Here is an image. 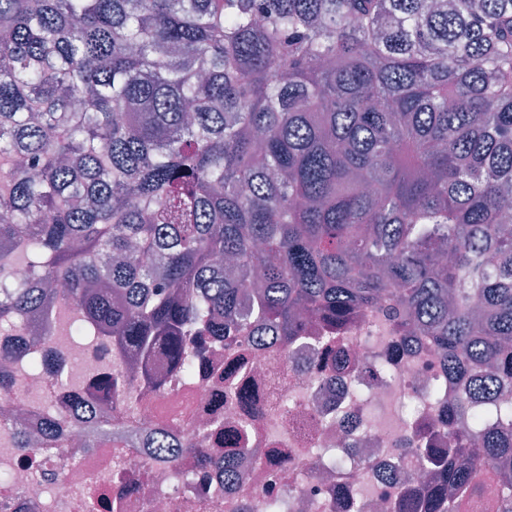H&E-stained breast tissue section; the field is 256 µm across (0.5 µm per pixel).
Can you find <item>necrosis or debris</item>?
Returning a JSON list of instances; mask_svg holds the SVG:
<instances>
[{"mask_svg":"<svg viewBox=\"0 0 512 512\" xmlns=\"http://www.w3.org/2000/svg\"><path fill=\"white\" fill-rule=\"evenodd\" d=\"M37 348L56 355L62 370L79 368L86 382L60 386L25 363L12 367L14 391L0 396V512H207L210 504L266 512L271 498L277 512H388L402 487L420 482V466L399 467L403 449L422 437L440 439V421L459 397L450 387L431 399L444 373L439 354L423 343L406 345L391 322L363 311L339 333L335 379L309 372L320 357L309 338L286 355L273 344L245 348L240 374L251 378L254 400L244 410L223 356L214 358L212 375L191 383L168 376L161 392L139 373L131 380L137 411L123 426L125 438L88 448L98 422L72 426L68 409L76 395L90 394V379L128 365L130 355L103 359L66 336L42 337ZM382 363L388 372L379 371ZM282 389L291 399L285 416L266 404ZM16 415L29 431L55 419L63 436L29 451L15 448ZM214 421L238 422L243 433L235 458L240 480L230 487L220 468L190 461L176 468L131 438L162 427L188 443L199 425ZM342 443L355 449L358 463L332 462Z\"/></svg>","mask_w":512,"mask_h":512,"instance_id":"necrosis-or-debris-1","label":"necrosis or debris"}]
</instances>
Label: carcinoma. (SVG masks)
<instances>
[{
	"label": "carcinoma",
	"instance_id": "cac0c4a2",
	"mask_svg": "<svg viewBox=\"0 0 512 512\" xmlns=\"http://www.w3.org/2000/svg\"><path fill=\"white\" fill-rule=\"evenodd\" d=\"M59 304L185 378L373 310L462 385L393 512H512V0H0V335Z\"/></svg>",
	"mask_w": 512,
	"mask_h": 512
}]
</instances>
